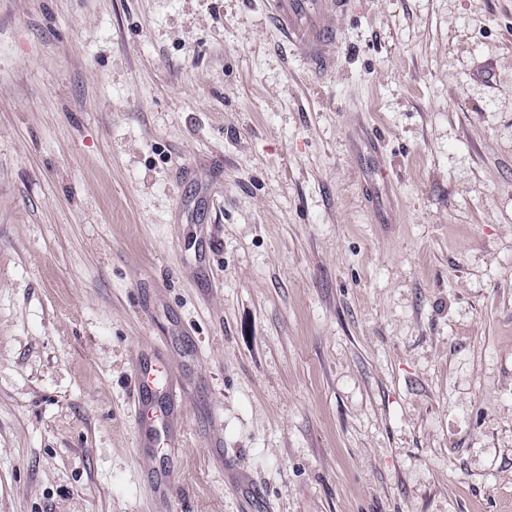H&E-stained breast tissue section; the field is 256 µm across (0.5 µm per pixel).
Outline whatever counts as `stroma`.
<instances>
[{
  "mask_svg": "<svg viewBox=\"0 0 512 512\" xmlns=\"http://www.w3.org/2000/svg\"><path fill=\"white\" fill-rule=\"evenodd\" d=\"M341 26L313 76L264 0H0V512H512V0ZM156 362H138L133 373L135 399L133 413L139 424L147 426L149 439L142 443L150 453L168 456L175 449L180 428L179 413L170 404L158 409L157 395L160 389L168 392L174 385V372L167 357L157 354Z\"/></svg>",
  "mask_w": 512,
  "mask_h": 512,
  "instance_id": "1",
  "label": "stroma"
}]
</instances>
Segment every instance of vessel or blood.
<instances>
[{
  "mask_svg": "<svg viewBox=\"0 0 512 512\" xmlns=\"http://www.w3.org/2000/svg\"><path fill=\"white\" fill-rule=\"evenodd\" d=\"M348 7L349 0H266L265 3L279 37L317 74L331 72L336 65L341 38L338 21ZM133 384L134 416L149 430L144 448L159 456L170 455L177 443L179 414L173 407H159L157 395L174 385L171 363L162 355L153 363H137Z\"/></svg>",
  "mask_w": 512,
  "mask_h": 512,
  "instance_id": "obj_1",
  "label": "vessel or blood"
}]
</instances>
